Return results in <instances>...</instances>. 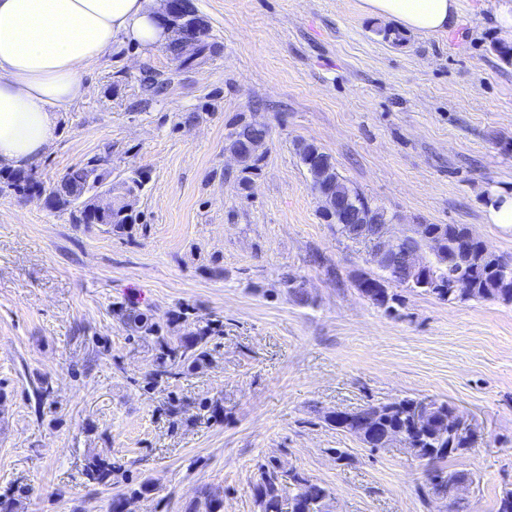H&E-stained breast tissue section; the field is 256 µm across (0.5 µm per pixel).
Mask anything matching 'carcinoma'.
Here are the masks:
<instances>
[{"instance_id": "obj_1", "label": "carcinoma", "mask_w": 512, "mask_h": 512, "mask_svg": "<svg viewBox=\"0 0 512 512\" xmlns=\"http://www.w3.org/2000/svg\"><path fill=\"white\" fill-rule=\"evenodd\" d=\"M185 37L199 39L201 42L200 58H214L222 54L224 47L221 43L209 38L205 31L197 33L184 31ZM268 129L256 128L240 119L232 125L227 135L228 150L237 154L243 164L241 185L250 183L248 174L256 169L258 156L247 150V143L255 138H264ZM296 152L301 163L310 177L311 190L321 191L329 186L336 194L348 197L362 211L379 212V223L389 221L386 212L381 207L368 201L357 190L351 188L336 172L331 157L317 145L306 141L295 144ZM110 171L103 167L102 159L92 157L81 165L70 168L50 188H45L33 174L22 169H0V192L12 191L26 196L36 191L46 195V203L55 212L68 215L72 224H106L120 235H130L141 220L136 210L127 208L125 198H135L143 190L146 183L145 175L134 170L121 185L117 201L112 203V209L99 214H91L87 201L107 186ZM423 233L440 244L441 255L434 258L428 267L429 282L440 283V288H419L409 282L407 268L397 267L384 271V274H371V281L382 298L372 300V304L384 309L388 314L393 313L396 294L390 292L391 286L404 287L422 294L432 295L441 301L449 303L470 300H502L512 302V259L489 249L481 240L471 243L468 251L458 250L457 243L471 235L468 227L462 224H426ZM462 273L472 279L471 290L466 294L457 293L445 284L452 281L456 273ZM129 326L137 331L142 330L154 335L160 345V353L155 362V368L150 373L153 383L162 378H173L180 375V368L187 364L201 363L210 356V338L215 332L212 323L197 328L183 336H163L162 327L143 312H130L126 315ZM416 402L413 397L396 398L382 404V413L376 422V428L369 437H361L360 430L353 423H343L336 416L323 414L324 421L337 429L347 432L359 439L367 447L373 449L384 435L399 430L414 440L412 447L421 449L425 458V466L434 473L430 481L433 497L448 503V479L463 478L472 480V474L463 470H450L441 463L451 455L467 453L474 443V433L456 435L449 428L435 427L427 432L414 433L409 426V415ZM260 480L253 487L261 512H283V500H288V512H327V489L319 482L306 476L298 470L283 473L270 458L259 466ZM114 466L107 457H98L87 465L88 480L110 485ZM291 489L288 497H283V488ZM223 502L219 494L203 487L188 506V512H221Z\"/></svg>"}]
</instances>
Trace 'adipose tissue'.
Instances as JSON below:
<instances>
[{"instance_id":"ef3b65f1","label":"adipose tissue","mask_w":512,"mask_h":512,"mask_svg":"<svg viewBox=\"0 0 512 512\" xmlns=\"http://www.w3.org/2000/svg\"><path fill=\"white\" fill-rule=\"evenodd\" d=\"M163 0H0V167L24 169L56 139L57 112L84 100L90 64L124 39L169 43ZM373 17L433 35L452 25L459 0H362Z\"/></svg>"}]
</instances>
